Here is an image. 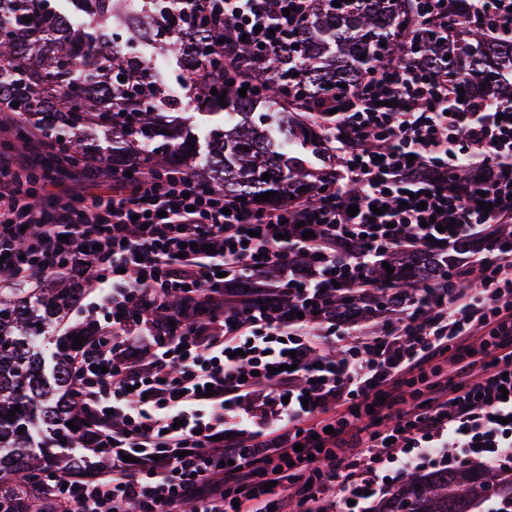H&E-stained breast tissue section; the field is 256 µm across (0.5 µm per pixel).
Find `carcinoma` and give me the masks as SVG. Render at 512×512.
<instances>
[{
    "mask_svg": "<svg viewBox=\"0 0 512 512\" xmlns=\"http://www.w3.org/2000/svg\"><path fill=\"white\" fill-rule=\"evenodd\" d=\"M409 11L404 0H314L299 21V47L261 57L240 47L242 62L265 80L242 97L195 0H0V105L17 102L24 115L17 146L39 127L59 136L68 160L112 164L153 147L241 199L279 193L285 184L301 189L313 180L311 158L324 152L321 129L304 118H320L336 97L358 90L361 77L401 56L406 41L423 64H446L461 81L474 73L482 88L512 102L511 38L488 41L486 22L476 17L462 22L461 39L436 28L412 31ZM144 43L171 58L175 80L143 55ZM203 59L214 95L198 90ZM192 143L202 148L192 152ZM440 263L419 252L390 258L391 274L377 265L372 276L391 288L363 300L336 293V320L367 321L379 306L407 303ZM80 299L64 275L46 288L0 289V512H15L10 493L35 486L48 464L79 473L106 454L78 442L83 413L70 360L73 336L83 330L66 327V318ZM505 490L512 491V477L489 469L415 472L374 512H476L489 492Z\"/></svg>",
    "mask_w": 512,
    "mask_h": 512,
    "instance_id": "obj_1",
    "label": "carcinoma"
}]
</instances>
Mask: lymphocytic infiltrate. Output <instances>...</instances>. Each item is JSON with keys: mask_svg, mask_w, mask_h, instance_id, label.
<instances>
[{"mask_svg": "<svg viewBox=\"0 0 512 512\" xmlns=\"http://www.w3.org/2000/svg\"><path fill=\"white\" fill-rule=\"evenodd\" d=\"M309 2L195 8L233 66L240 44L288 47ZM415 10L455 39L474 14L512 31V0ZM459 87L447 68L386 60L336 104L317 203L227 196L146 152L49 167L58 144L36 128L0 152V288L74 275L104 312L71 375L108 454L87 474L46 469V512H367L411 472L512 473V104ZM456 166L473 187L449 183ZM464 238L493 246L376 328L330 316L332 284L376 294L386 257L447 258Z\"/></svg>", "mask_w": 512, "mask_h": 512, "instance_id": "lymphocytic-infiltrate-1", "label": "lymphocytic infiltrate"}]
</instances>
